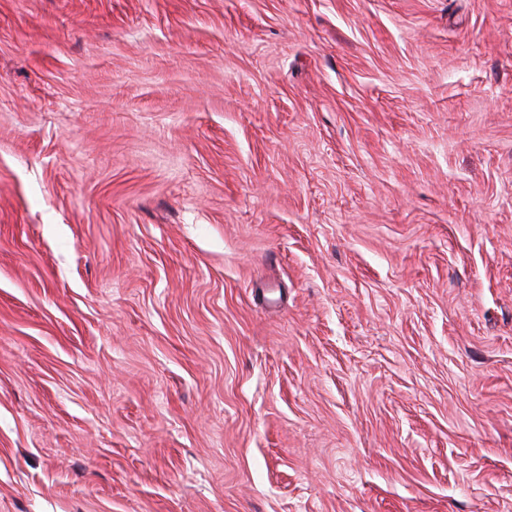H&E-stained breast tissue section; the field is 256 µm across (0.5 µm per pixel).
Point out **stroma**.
<instances>
[{
	"label": "stroma",
	"instance_id": "35a3bbf8",
	"mask_svg": "<svg viewBox=\"0 0 512 512\" xmlns=\"http://www.w3.org/2000/svg\"><path fill=\"white\" fill-rule=\"evenodd\" d=\"M0 512H512V0H0Z\"/></svg>",
	"mask_w": 512,
	"mask_h": 512
}]
</instances>
